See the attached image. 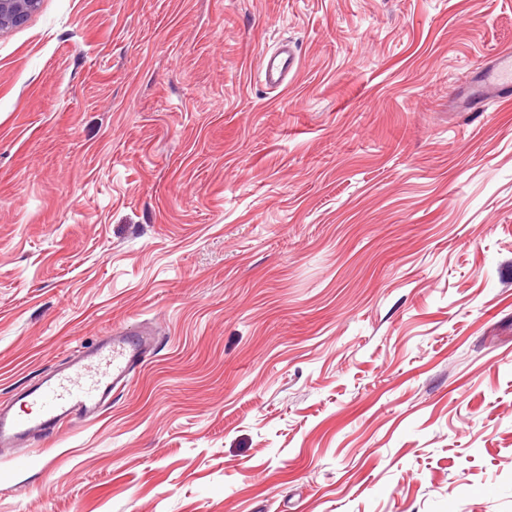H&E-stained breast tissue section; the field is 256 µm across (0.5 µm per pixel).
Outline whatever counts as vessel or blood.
Here are the masks:
<instances>
[{
	"mask_svg": "<svg viewBox=\"0 0 512 512\" xmlns=\"http://www.w3.org/2000/svg\"><path fill=\"white\" fill-rule=\"evenodd\" d=\"M299 62L288 45H281L262 65L268 89L283 90L297 72ZM473 77L455 105L459 111L484 108L491 101L512 100V52H498L477 63ZM145 328L121 329L100 341L94 349L71 359L63 370L0 403V442L33 430L70 424L79 416L101 413L112 401L114 390L126 387L133 372L144 362L152 344Z\"/></svg>",
	"mask_w": 512,
	"mask_h": 512,
	"instance_id": "b4317fda",
	"label": "vessel or blood"
}]
</instances>
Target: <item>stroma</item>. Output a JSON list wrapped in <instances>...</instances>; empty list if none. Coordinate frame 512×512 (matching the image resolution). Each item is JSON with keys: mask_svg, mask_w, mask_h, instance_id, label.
I'll return each mask as SVG.
<instances>
[{"mask_svg": "<svg viewBox=\"0 0 512 512\" xmlns=\"http://www.w3.org/2000/svg\"><path fill=\"white\" fill-rule=\"evenodd\" d=\"M299 69L268 90L280 40ZM512 0H42L0 33V400L112 329L0 512H512ZM465 92L455 99L460 112L480 109L489 101L512 99V52H498L486 62H479ZM150 334L145 328L117 330L6 406L0 402V443L41 427L60 429L77 416L101 413L112 402V392L126 387L144 362L152 344ZM22 407L35 411L19 413L16 408Z\"/></svg>", "mask_w": 512, "mask_h": 512, "instance_id": "stroma-1", "label": "stroma"}]
</instances>
